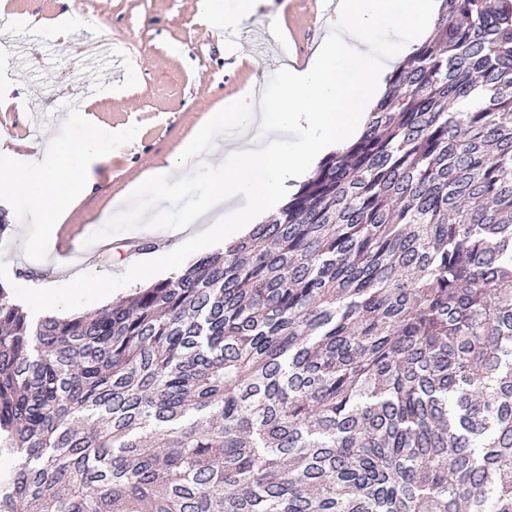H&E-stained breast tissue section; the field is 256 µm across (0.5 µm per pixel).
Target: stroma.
Listing matches in <instances>:
<instances>
[{
    "mask_svg": "<svg viewBox=\"0 0 512 512\" xmlns=\"http://www.w3.org/2000/svg\"><path fill=\"white\" fill-rule=\"evenodd\" d=\"M0 11L11 19L0 31V58L15 80L13 97L24 110L0 111V121L18 144L0 169L27 165L37 158L41 137L54 136L80 145L85 133L81 113L71 111V88L96 89L90 105L93 120L112 133V157L93 170L96 185L65 219L76 251L67 267L49 252L29 250V240L45 235L30 209L10 199L0 184V207L10 225L0 234V283L24 311H32L27 275L53 282L71 301L65 313L91 312L130 295L136 284L124 268L131 241L129 218L150 212L157 202L155 183L143 180L150 168L166 166L206 112L232 98L249 82L265 90L277 84L279 58L272 41L252 35L271 22L292 38L301 59H308L322 39L325 25L317 0H265L257 14L217 36L197 18V0H4ZM68 10L90 18L79 39L59 41L47 31ZM111 43L112 61L86 66L85 41ZM109 82L122 90L99 92ZM107 278L111 295L89 284Z\"/></svg>",
    "mask_w": 512,
    "mask_h": 512,
    "instance_id": "stroma-1",
    "label": "stroma"
}]
</instances>
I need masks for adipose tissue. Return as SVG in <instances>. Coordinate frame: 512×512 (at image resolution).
Instances as JSON below:
<instances>
[{
    "label": "adipose tissue",
    "mask_w": 512,
    "mask_h": 512,
    "mask_svg": "<svg viewBox=\"0 0 512 512\" xmlns=\"http://www.w3.org/2000/svg\"><path fill=\"white\" fill-rule=\"evenodd\" d=\"M261 4L262 0H198V16L212 27L227 28L256 13ZM438 10V0H336L326 20L328 35L303 66L282 65L275 93L260 99L251 93L236 96L209 113L172 157L171 166L184 175L203 169L209 176V190L194 208L173 216L167 172L154 170L162 205L133 231L171 237L175 244L162 254L132 259L131 278L145 279L161 265L176 267L184 247L205 248L223 236L245 233L251 221L279 206L291 183L309 173L320 152L341 149L357 139L387 91L391 70L390 62L373 53L371 34L393 26L405 32L408 42H416L428 34ZM277 131L292 133V149L257 147L259 133ZM111 151V133L90 122L80 148L48 140L44 160L6 171V184L38 219L53 225L92 190V169ZM227 154L232 163L224 162ZM242 195L252 201L250 214L233 210L230 222L192 232L202 214L230 206Z\"/></svg>",
    "instance_id": "obj_1"
}]
</instances>
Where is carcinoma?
I'll return each instance as SVG.
<instances>
[{"instance_id": "1", "label": "carcinoma", "mask_w": 512, "mask_h": 512, "mask_svg": "<svg viewBox=\"0 0 512 512\" xmlns=\"http://www.w3.org/2000/svg\"><path fill=\"white\" fill-rule=\"evenodd\" d=\"M0 512H512V0H441L278 214L90 314L0 283Z\"/></svg>"}]
</instances>
